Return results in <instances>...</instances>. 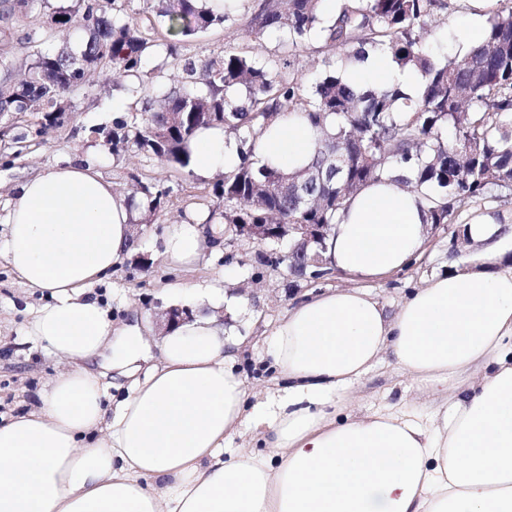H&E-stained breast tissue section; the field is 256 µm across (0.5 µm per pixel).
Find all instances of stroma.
Listing matches in <instances>:
<instances>
[{
  "mask_svg": "<svg viewBox=\"0 0 512 512\" xmlns=\"http://www.w3.org/2000/svg\"><path fill=\"white\" fill-rule=\"evenodd\" d=\"M259 0H238L235 19L195 37L183 39L186 58L220 56L224 51L245 53L264 64L280 56L278 34L256 36L246 26ZM426 25V42L435 54H464L466 46L458 30L466 24L485 27L497 8L488 0L477 11L470 0H443ZM49 5L35 0L27 18L0 36V54L13 63L15 74H23L31 54L55 50L67 40L65 32L49 24ZM132 97L102 70L90 75L73 95L69 112L46 137L35 136L28 121L17 120L0 135V213L4 212L17 187L42 171L67 161L83 159L90 151L100 153L98 170L114 189L129 193L134 179L161 181L172 193L152 223L144 225L134 255L128 256L112 273L96 284L93 292L114 326L140 321L149 328L152 343L165 331L161 314L176 305L165 287L171 282L188 286L221 288L226 301L213 308V315L227 334L241 343L234 370L249 391L282 387L284 381L272 367L268 338L288 310L313 295L339 288L368 291L388 312H395L415 288L421 287L448 267L469 266L478 258L479 244L452 239L445 226H426L422 253L404 270L380 280L355 278L339 270L316 280L295 279L284 266L275 264L270 249L228 235L211 236L199 264L191 269L169 266L157 251V242L169 225L191 221L200 214L222 216L223 199L215 195L216 177L198 178L175 170L153 155L126 150L113 155L109 136L116 118L126 116ZM478 217L492 218L512 227V194H492L460 209L455 223L468 224ZM45 303L14 277L5 258L0 257V418L29 412L39 402L38 394L60 367L58 357L45 343L30 336L29 326ZM352 409L365 413L397 401L429 409L441 396L411 379L392 363H384L365 374L352 390Z\"/></svg>",
  "mask_w": 512,
  "mask_h": 512,
  "instance_id": "1",
  "label": "stroma"
}]
</instances>
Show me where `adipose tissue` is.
<instances>
[{
    "label": "adipose tissue",
    "mask_w": 512,
    "mask_h": 512,
    "mask_svg": "<svg viewBox=\"0 0 512 512\" xmlns=\"http://www.w3.org/2000/svg\"><path fill=\"white\" fill-rule=\"evenodd\" d=\"M391 81L420 90L417 71L384 54L357 67L358 85ZM316 146L292 114L256 153L292 173ZM188 149L201 177L240 161L220 128L198 130ZM135 216L93 165L70 163L27 179L0 216V254L48 298L30 333L70 364L37 409L0 424V512H512V233L470 224L480 266L433 276L392 314L359 288L303 301L272 337L290 383L252 404L234 372L238 341L202 312L169 329L137 377L143 331L113 327L91 291L128 255ZM428 222L417 193L371 183L340 213L324 256L382 279L418 256ZM206 239L203 222L173 224L161 253L189 268ZM387 358L420 383L445 384L441 403L350 414L351 388ZM102 361L130 382L110 411ZM244 432L246 445L233 447Z\"/></svg>",
    "instance_id": "1"
}]
</instances>
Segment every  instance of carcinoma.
<instances>
[{"label": "carcinoma", "instance_id": "obj_1", "mask_svg": "<svg viewBox=\"0 0 512 512\" xmlns=\"http://www.w3.org/2000/svg\"><path fill=\"white\" fill-rule=\"evenodd\" d=\"M233 0H158L172 39L166 53L181 66L180 82L161 83L144 70L153 47L149 29L120 16L117 0H71L49 15L57 28L74 13L84 24L77 49L37 52L27 75L0 90V115H41L44 136L69 111V95L91 71L109 69L138 96L112 131V152L129 147L180 169L188 167L187 143L197 130L222 127L237 134L240 162L224 170V233L235 224H327L334 226L346 202L365 185L394 179L421 195L430 223L448 224L455 211L512 187V0H498L481 43L462 56L440 58L421 42L424 21L439 0H340L323 19L321 0H264L248 27L258 35L283 30L288 52L268 65L241 53L182 59L178 43L232 20ZM29 0L0 9L8 24L28 14ZM316 36L332 52L315 86L295 70L302 44ZM382 51L400 69L422 77L418 95L402 85L359 89L348 68ZM296 113L318 134L308 167L286 173L257 158L262 132L281 116ZM171 187L137 182L140 224L165 206Z\"/></svg>", "mask_w": 512, "mask_h": 512}]
</instances>
